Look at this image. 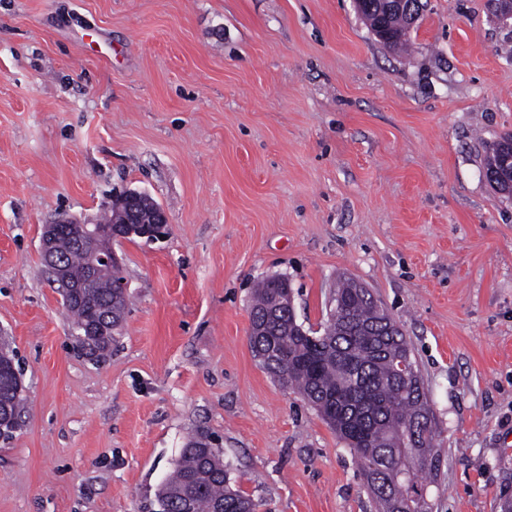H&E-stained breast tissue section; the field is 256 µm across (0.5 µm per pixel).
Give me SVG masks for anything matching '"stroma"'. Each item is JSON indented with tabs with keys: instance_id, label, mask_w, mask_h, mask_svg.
Masks as SVG:
<instances>
[{
	"instance_id": "obj_1",
	"label": "stroma",
	"mask_w": 512,
	"mask_h": 512,
	"mask_svg": "<svg viewBox=\"0 0 512 512\" xmlns=\"http://www.w3.org/2000/svg\"><path fill=\"white\" fill-rule=\"evenodd\" d=\"M409 47L353 0H0V343L26 408L0 512H159L202 430L268 512H376L346 443L253 358L255 285L319 329L339 277L410 343L441 464L430 512L512 499V24L423 0ZM148 193L168 233L115 245L130 304L82 350L44 225Z\"/></svg>"
}]
</instances>
